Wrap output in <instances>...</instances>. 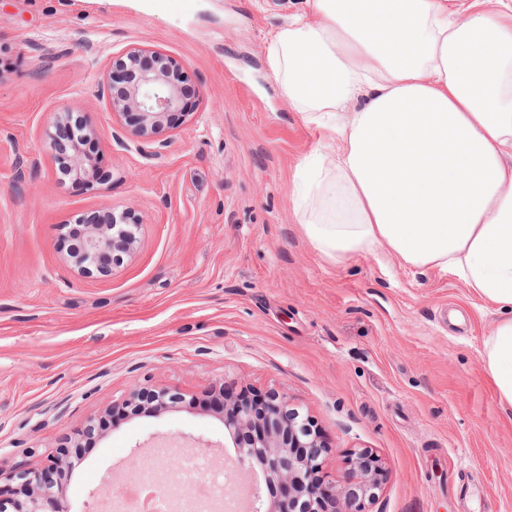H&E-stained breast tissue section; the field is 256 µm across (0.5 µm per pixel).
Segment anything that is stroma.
<instances>
[{
	"mask_svg": "<svg viewBox=\"0 0 512 512\" xmlns=\"http://www.w3.org/2000/svg\"><path fill=\"white\" fill-rule=\"evenodd\" d=\"M306 0H0V472L77 449L70 512H113L103 480L139 476L161 441L235 458L221 387L274 391L329 450L385 471L368 512H512V418L484 370L500 314L450 270L386 255L333 262L294 219L298 164L332 148L279 95L271 31ZM142 47L182 62L193 94L137 147L99 81ZM67 108L95 132L93 184L62 180L46 130ZM137 224L109 275L68 263L65 230L107 209ZM136 387L159 414H115ZM172 392L169 389L161 388V389H139L135 390L131 393L129 399L123 403L125 406L133 405L139 398H146L149 400H153V404L151 405V409L154 411H161L168 408L169 404H175L183 401V398L178 394H171Z\"/></svg>",
	"mask_w": 512,
	"mask_h": 512,
	"instance_id": "35a3bbf8",
	"label": "stroma"
}]
</instances>
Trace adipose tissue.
<instances>
[{"label":"adipose tissue","instance_id":"adipose-tissue-1","mask_svg":"<svg viewBox=\"0 0 512 512\" xmlns=\"http://www.w3.org/2000/svg\"><path fill=\"white\" fill-rule=\"evenodd\" d=\"M268 38L282 97L339 137L294 176V214L341 262L450 269L502 314L485 372L512 410V0H308Z\"/></svg>","mask_w":512,"mask_h":512}]
</instances>
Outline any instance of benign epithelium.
<instances>
[{"label": "benign epithelium", "instance_id": "1", "mask_svg": "<svg viewBox=\"0 0 512 512\" xmlns=\"http://www.w3.org/2000/svg\"><path fill=\"white\" fill-rule=\"evenodd\" d=\"M185 80L182 64L157 51L133 48L112 60L107 78L110 107L113 116L126 120L128 140L139 146L150 144L161 127L185 113ZM67 114L65 108L53 114L47 130L48 152L54 163H64L76 176L88 179L94 167L70 140ZM136 231L137 225L114 211L83 225L71 265L82 275L109 271L117 254L133 250ZM144 397L153 400L155 411L183 401L166 388L139 389L125 404L131 406ZM224 430L235 444L236 468L258 463L266 479L276 483L279 496L265 512H366V503L381 486L382 468L368 451L352 459L351 476L338 484H325L320 476L325 445L314 422L288 408L287 400L276 392L224 393ZM66 467L62 448L45 463L6 477V488H0V512H44L47 503L55 512H68L61 482Z\"/></svg>", "mask_w": 512, "mask_h": 512}]
</instances>
